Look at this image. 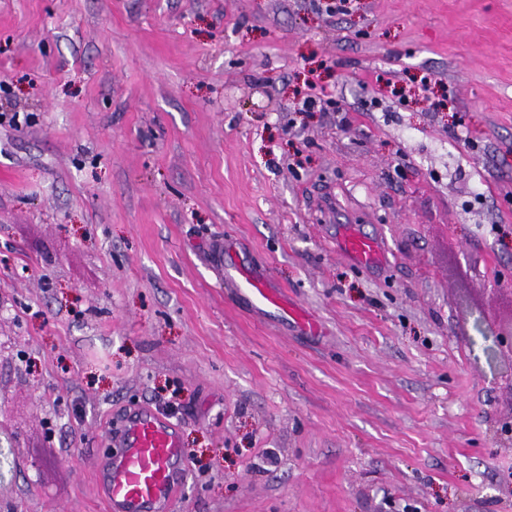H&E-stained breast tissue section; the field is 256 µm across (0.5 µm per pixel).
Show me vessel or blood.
<instances>
[{
	"label": "vessel or blood",
	"mask_w": 512,
	"mask_h": 512,
	"mask_svg": "<svg viewBox=\"0 0 512 512\" xmlns=\"http://www.w3.org/2000/svg\"><path fill=\"white\" fill-rule=\"evenodd\" d=\"M339 244L363 266L377 263L382 256L378 242L351 225L343 227ZM217 261L224 267L228 282L248 303L309 327L308 318L271 288L268 276L238 265L228 249L218 254ZM112 442L114 449L101 462L96 479L105 512H170L187 460L177 425L151 407L138 406L124 414Z\"/></svg>",
	"instance_id": "1"
}]
</instances>
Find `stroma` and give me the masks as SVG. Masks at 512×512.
I'll return each instance as SVG.
<instances>
[{
    "label": "stroma",
    "mask_w": 512,
    "mask_h": 512,
    "mask_svg": "<svg viewBox=\"0 0 512 512\" xmlns=\"http://www.w3.org/2000/svg\"><path fill=\"white\" fill-rule=\"evenodd\" d=\"M327 3L0 0V512L174 389L172 512H512V0ZM341 249L362 266H371L379 261L382 252L379 243L361 234L352 225H345L339 238ZM217 261L225 266V277L236 288V293L248 303L263 310H274L293 319L300 326L307 328L309 319L301 312L291 307L281 292L271 288L267 275L257 274L248 268L236 264L230 249L223 247L217 253ZM17 471V453L12 438L0 435V496L8 493Z\"/></svg>",
    "instance_id": "35a3bbf8"
}]
</instances>
